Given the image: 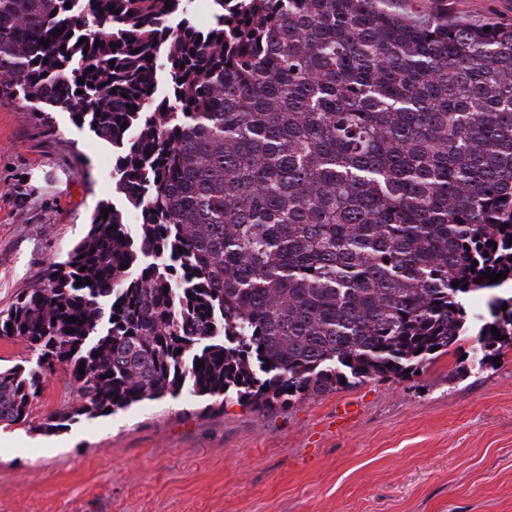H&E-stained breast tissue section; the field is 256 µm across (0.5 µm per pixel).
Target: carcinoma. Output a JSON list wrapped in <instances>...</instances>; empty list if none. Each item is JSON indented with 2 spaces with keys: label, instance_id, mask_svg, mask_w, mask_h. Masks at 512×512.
<instances>
[{
  "label": "carcinoma",
  "instance_id": "cac0c4a2",
  "mask_svg": "<svg viewBox=\"0 0 512 512\" xmlns=\"http://www.w3.org/2000/svg\"><path fill=\"white\" fill-rule=\"evenodd\" d=\"M209 2L201 28L191 0H0V96L117 154V202L0 312L37 353L0 368V424L28 423L57 366L75 397L46 431L183 393L267 408L402 380L473 320L479 364L512 345V296L488 321L463 304L512 282V26Z\"/></svg>",
  "mask_w": 512,
  "mask_h": 512
}]
</instances>
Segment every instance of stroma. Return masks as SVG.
<instances>
[{"mask_svg":"<svg viewBox=\"0 0 512 512\" xmlns=\"http://www.w3.org/2000/svg\"><path fill=\"white\" fill-rule=\"evenodd\" d=\"M512 26V0H392ZM112 198V149L69 113L0 100V311L64 260ZM479 324L420 374L255 409L190 395L69 429L57 368L29 425L0 426V512H512V350L462 367ZM353 413L338 420L341 405Z\"/></svg>","mask_w":512,"mask_h":512,"instance_id":"obj_1","label":"stroma"}]
</instances>
